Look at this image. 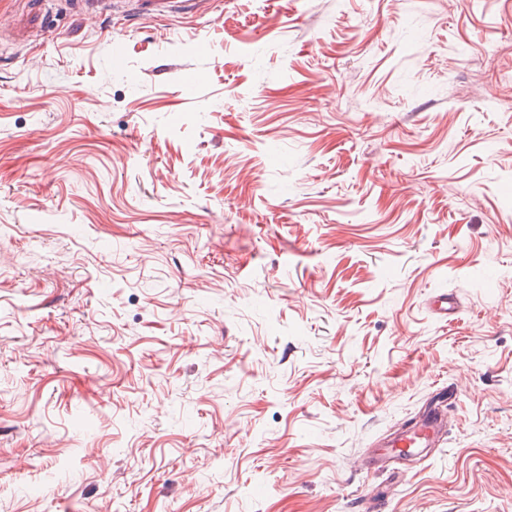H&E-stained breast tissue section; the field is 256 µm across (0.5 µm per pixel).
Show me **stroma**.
Here are the masks:
<instances>
[{
    "label": "stroma",
    "instance_id": "obj_1",
    "mask_svg": "<svg viewBox=\"0 0 512 512\" xmlns=\"http://www.w3.org/2000/svg\"><path fill=\"white\" fill-rule=\"evenodd\" d=\"M0 255V512H512V0H0ZM153 16L156 18L169 17L176 8L198 10L204 0H149ZM428 311L437 317L448 318V314L455 313L459 306L457 299L448 291H437L432 293L426 303ZM455 394L442 389L432 396L421 407L412 427L402 433H393L383 441V448H388L385 454L369 456V464L376 469H386L383 465L390 460L402 459L395 448H433L444 424L445 411L452 404Z\"/></svg>",
    "mask_w": 512,
    "mask_h": 512
}]
</instances>
